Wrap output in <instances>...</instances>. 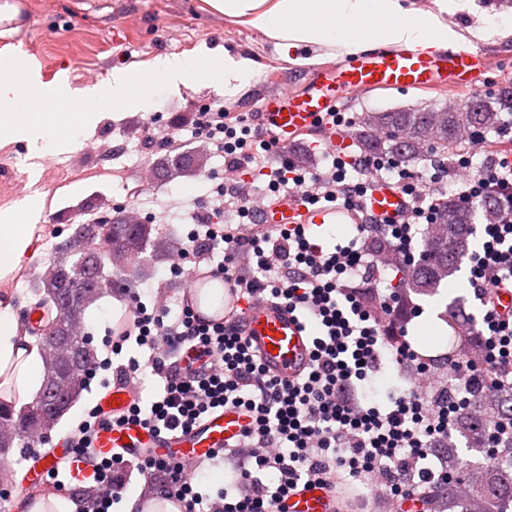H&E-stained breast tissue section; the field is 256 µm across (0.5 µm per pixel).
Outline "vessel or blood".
I'll list each match as a JSON object with an SVG mask.
<instances>
[{
    "label": "vessel or blood",
    "instance_id": "1",
    "mask_svg": "<svg viewBox=\"0 0 512 512\" xmlns=\"http://www.w3.org/2000/svg\"><path fill=\"white\" fill-rule=\"evenodd\" d=\"M481 70L478 54L469 49L435 53L372 49L333 66L315 68L303 90L266 98L260 119L277 143L285 147L298 135L314 128L323 113L334 109L352 93L385 89H469ZM363 206L373 216L397 221L409 212L411 202L397 187L380 181L372 186ZM316 219V214L308 212L294 196L275 202L259 216L264 224H299ZM230 308L243 311L244 334L269 374L292 378L309 365L311 337L295 315L266 301L246 304L228 287L224 290L223 309L201 313L200 318L207 323H219ZM133 397L129 385L116 380L102 398L101 407L117 418L127 414ZM246 424V418L234 409L217 410L192 429L165 435L128 422L100 429L94 451L98 457L119 456L129 463L155 453L182 465L189 474L195 465L235 441ZM62 460L69 461L74 480H83L87 475V466L73 462L71 448L61 439L53 455L24 454L28 484L46 482ZM292 503L291 512L332 510L330 500L318 490L299 492Z\"/></svg>",
    "mask_w": 512,
    "mask_h": 512
}]
</instances>
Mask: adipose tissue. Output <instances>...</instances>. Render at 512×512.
I'll use <instances>...</instances> for the list:
<instances>
[{
    "label": "adipose tissue",
    "mask_w": 512,
    "mask_h": 512,
    "mask_svg": "<svg viewBox=\"0 0 512 512\" xmlns=\"http://www.w3.org/2000/svg\"><path fill=\"white\" fill-rule=\"evenodd\" d=\"M224 16L260 31L276 42L287 57L297 50L321 47L348 57L371 46L429 50L468 46L469 36L480 37L484 28L464 34L448 16L459 8L457 0H433L428 11L407 7L406 0H206ZM151 73L170 92L189 87L193 78L223 81L237 89L252 75L248 60L226 50H214L187 60L177 55L155 58ZM150 83L133 85L132 76L113 70L102 85L71 89L66 77L42 83L35 65L19 77H0V147L22 144L35 157L71 151L79 136L93 132L108 101L116 113L139 109L149 98ZM68 99L66 112H26L27 102ZM44 198L36 194L0 207V283L23 271L38 251V223ZM40 354L22 333L10 298H0V389L30 398L39 389Z\"/></svg>",
    "instance_id": "1"
}]
</instances>
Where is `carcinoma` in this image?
Wrapping results in <instances>:
<instances>
[{
	"label": "carcinoma",
	"mask_w": 512,
	"mask_h": 512,
	"mask_svg": "<svg viewBox=\"0 0 512 512\" xmlns=\"http://www.w3.org/2000/svg\"><path fill=\"white\" fill-rule=\"evenodd\" d=\"M512 115V89L480 98L469 110L445 112L437 124L428 121L430 110L408 108L389 112H368L362 118L358 143L368 153L393 157L410 164L428 148L443 157L458 154L456 135L466 129L474 136L501 131L504 115ZM203 156L187 151L175 159L169 155L155 161V169L164 181L202 171ZM512 210V186L493 190L472 205H456L443 201L439 220L443 230L431 224L426 230L419 260L404 267L398 281L403 304L399 316L407 315L413 297L434 294L448 277L459 271L469 252L475 221L496 222L504 210ZM77 238L68 237L57 243L43 272L32 283L33 308L43 313L35 335L44 365L41 387L48 389L79 371L76 349L89 344L79 332L68 334V325H83L87 310L101 298L113 294L116 281L131 274L137 278L153 275L155 263L163 260L173 247L172 239L153 224H121L112 222V245L95 249L103 231V223L86 222L76 227ZM106 268L105 277L92 286L83 281L87 265ZM442 318L452 330L448 344L453 350L465 349L477 360L481 346L469 322L461 300L451 301ZM481 413L473 418L459 414L453 423L458 441L464 442L475 460L465 462L458 452L457 441L447 439L438 445L443 467L453 481L425 488L420 502L425 512H507L512 506V453L495 456L488 448V430L496 423L512 420V385L500 386L480 401ZM61 415L31 401L16 407L0 400V421L30 420L46 432L54 428Z\"/></svg>",
	"instance_id": "obj_1"
}]
</instances>
